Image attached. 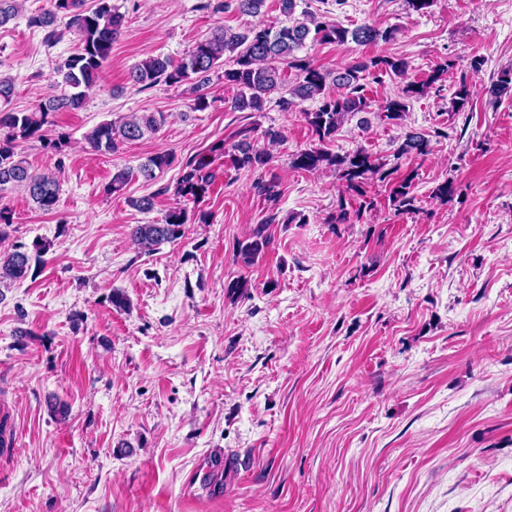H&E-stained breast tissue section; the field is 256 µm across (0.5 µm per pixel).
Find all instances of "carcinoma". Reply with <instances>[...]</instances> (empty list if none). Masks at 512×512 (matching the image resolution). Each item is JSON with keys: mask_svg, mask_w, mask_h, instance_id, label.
I'll list each match as a JSON object with an SVG mask.
<instances>
[{"mask_svg": "<svg viewBox=\"0 0 512 512\" xmlns=\"http://www.w3.org/2000/svg\"><path fill=\"white\" fill-rule=\"evenodd\" d=\"M266 0H206L202 7L214 13L234 10L238 14L256 18L262 14ZM22 9V0H0V28L14 22ZM300 17L289 26L275 28L256 22L243 29L218 26L180 60L170 56L151 55L133 65L127 75L129 83L141 89L153 87L161 82L168 86L192 81L201 90L209 85L212 77L224 80V84L237 89L230 108L235 112H262L271 95L280 94L277 106L283 112L298 107L301 102L317 99L318 107L304 113V118L318 145L303 149L292 155L291 166L297 170L313 173L323 168L334 167L346 181V188L363 194L366 181L377 179L390 185L389 200L397 211L414 208L416 197L412 190V177L394 180L397 168H387L371 153L360 149L345 154H333L324 144L336 136V132L349 118L370 111L371 102L364 94L363 81L372 77L406 76L409 62L403 57L383 56L356 60L336 70H325L314 66L297 52L307 43L366 45L378 40L387 42L395 37L396 29H378L361 25L352 30L329 20L305 7ZM67 17L66 29L78 36L79 47L55 74L61 83L71 89L68 94L53 96L38 106L34 112L0 111V191L9 187L26 192L35 208L41 211L54 209L60 182L54 173H35L26 161L19 157V143L31 139L48 123L54 112L80 109L85 100V90L96 85L105 64L112 55V44L121 36L126 26V15L112 4V0H96L95 7L84 8V0H54L53 9L32 15L29 26L46 31V41L52 42L61 36L56 22L58 15ZM233 58L230 68L224 67V55ZM449 64L437 66L425 81H408L401 93L386 99L381 111L386 120L395 124L404 120L408 112L409 99L430 92L435 84L448 73ZM294 72V80L286 79V71ZM336 88V93H326L327 84ZM512 89V68H505L489 88L490 95L498 97ZM164 124L163 114L130 112L115 120L101 122L92 127L85 140L97 152L118 151L119 146L142 139L148 133H156ZM240 140L226 149L224 141L218 140L209 147V154L189 160L183 174L174 187V193L194 203L205 197L215 181L216 172L212 163L217 157H229L237 169L259 170L267 167L271 159L266 152L252 143L251 130L239 132ZM429 153V140L419 133H408L397 153ZM173 158L166 152L148 156L135 169L124 167L112 173L109 192L119 194L135 177L149 182L170 166ZM258 193L269 202L277 201L279 190L274 179H258ZM189 221L186 209L175 207L168 210L161 221L154 224H136L130 236L139 249L147 254L157 250L164 242L181 238ZM267 225H256L252 236L238 244L236 259L251 265L268 244ZM50 248L41 240L32 243V250L19 245L10 252L0 253V286L21 282L31 276L32 261L40 260Z\"/></svg>", "mask_w": 512, "mask_h": 512, "instance_id": "obj_1", "label": "carcinoma"}]
</instances>
